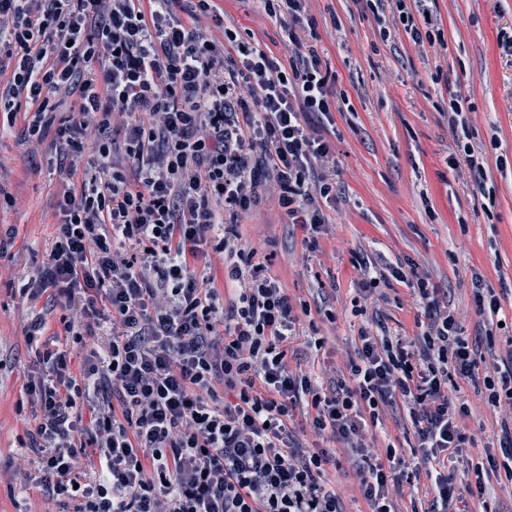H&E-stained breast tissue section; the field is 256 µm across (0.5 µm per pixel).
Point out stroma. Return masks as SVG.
Wrapping results in <instances>:
<instances>
[{
  "instance_id": "stroma-1",
  "label": "stroma",
  "mask_w": 512,
  "mask_h": 512,
  "mask_svg": "<svg viewBox=\"0 0 512 512\" xmlns=\"http://www.w3.org/2000/svg\"><path fill=\"white\" fill-rule=\"evenodd\" d=\"M225 26L240 41L261 47L278 66L288 63L280 18L260 0H215ZM440 42L416 45L398 13L378 26L365 0H306L298 32L332 76L334 100L347 109L332 124L312 127L330 141L336 158V203L328 213L330 234L316 250L288 222L275 197L238 214L242 246L257 248V262L277 278L296 303L307 304L313 328L290 345L292 368L323 373L355 358L359 329L373 335L415 339L429 323L424 304L389 274L416 269L437 291L463 335L480 337L485 361L512 346V54L499 45L512 36V0H432ZM459 99L466 130L448 125L449 99ZM27 114L0 128V189L13 202L0 209V512H53L55 504L25 482L28 432L35 409L25 394L33 353L25 330L39 311H48L49 333L64 330L63 309L48 297L30 300L20 292L24 277L41 264L57 232V202L66 185L59 179L52 138L28 141ZM482 153L484 186L467 166L449 169L459 145ZM380 273L370 293L358 294L363 268ZM481 276L501 302L504 328L485 339L488 327L473 300L472 279ZM325 338L322 349L313 339ZM467 408L462 419L475 437L448 462L457 489L483 483V499L470 512H512V482L495 475L486 453L496 450L502 423L512 408L493 406L485 388L458 383ZM377 432L379 447L394 446L417 479L393 489L398 512H427L430 481L421 472L416 437L402 405L387 408ZM330 479L345 512H368L356 490L350 452L337 448Z\"/></svg>"
}]
</instances>
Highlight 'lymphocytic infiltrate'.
Returning a JSON list of instances; mask_svg holds the SVG:
<instances>
[{
    "mask_svg": "<svg viewBox=\"0 0 512 512\" xmlns=\"http://www.w3.org/2000/svg\"><path fill=\"white\" fill-rule=\"evenodd\" d=\"M176 2L0 0V117L32 113L29 137L54 134L69 160L56 238L26 285L72 314L53 345L39 343L43 314L26 333L35 481L61 512H343L326 475L339 442L370 512H397V451L367 440L382 407L403 403L422 461L441 464L466 441L458 379L512 403V362L480 377L474 344L420 279L433 315L417 341L360 331L348 378L326 385L291 368L301 316L224 212L272 193L308 247L327 232L336 161L308 118L332 117L329 74L295 32L304 0H261L287 20L284 69L238 41L211 0ZM396 5L415 44L440 38L426 0ZM208 246L224 254L230 303L190 265ZM301 410L321 446L290 428Z\"/></svg>",
    "mask_w": 512,
    "mask_h": 512,
    "instance_id": "f902f5d3",
    "label": "lymphocytic infiltrate"
}]
</instances>
